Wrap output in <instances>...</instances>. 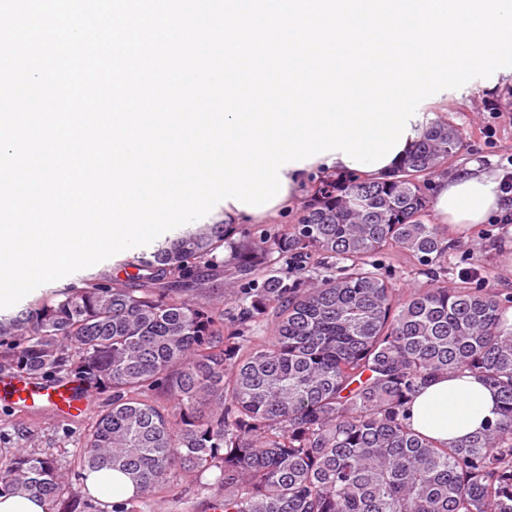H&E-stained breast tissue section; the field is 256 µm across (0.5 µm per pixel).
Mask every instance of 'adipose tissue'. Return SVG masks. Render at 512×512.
I'll use <instances>...</instances> for the list:
<instances>
[{
  "label": "adipose tissue",
  "mask_w": 512,
  "mask_h": 512,
  "mask_svg": "<svg viewBox=\"0 0 512 512\" xmlns=\"http://www.w3.org/2000/svg\"><path fill=\"white\" fill-rule=\"evenodd\" d=\"M319 169L342 175L349 172L346 162L337 153L300 168L282 169L287 192L275 206L268 208V215L287 211L298 199L309 175ZM499 195L497 178L471 167L453 177L435 181L431 192L432 209L438 223L463 229L483 223L491 211L497 210ZM408 413L412 427L419 433L443 444H457L496 421L498 397L494 389L474 374H440L414 394ZM84 484L91 497L108 505L134 493L132 481L112 470L85 472Z\"/></svg>",
  "instance_id": "1"
}]
</instances>
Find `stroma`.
Instances as JSON below:
<instances>
[{
	"mask_svg": "<svg viewBox=\"0 0 512 512\" xmlns=\"http://www.w3.org/2000/svg\"><path fill=\"white\" fill-rule=\"evenodd\" d=\"M497 103L501 114L492 117L489 103ZM424 111L451 119L465 128L467 146L448 165L449 174L471 164L489 174H497L498 164L512 156V67L495 71L490 77L475 78L457 89H444L432 96ZM448 241L454 249L448 255V286H456L457 273L465 263L483 266L487 285L512 293V224H479L469 229H449ZM136 250L116 254L92 267L36 288V295L62 289L79 278L125 276ZM92 415L69 417L44 408L17 411L12 401L0 397V424L9 423L7 437L0 439V449L28 448L55 458L67 470L68 479H76L78 446ZM153 512H212L209 499L196 495L186 481L171 483L158 498Z\"/></svg>",
	"mask_w": 512,
	"mask_h": 512,
	"instance_id": "35a3bbf8",
	"label": "stroma"
}]
</instances>
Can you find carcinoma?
Segmentation results:
<instances>
[{
  "label": "carcinoma",
  "mask_w": 512,
  "mask_h": 512,
  "mask_svg": "<svg viewBox=\"0 0 512 512\" xmlns=\"http://www.w3.org/2000/svg\"><path fill=\"white\" fill-rule=\"evenodd\" d=\"M431 121L389 175L325 176L295 224L236 237L204 224L132 262L0 320V375L109 392L78 474L112 469L147 512L181 474L220 512H512V295L483 270L448 277V237L427 191L464 147ZM407 251L427 278L383 263ZM234 278L221 303L200 273ZM494 387L499 418L460 445L412 427L406 405L437 374ZM77 512L83 485L32 450L0 454V493Z\"/></svg>",
  "instance_id": "1"
}]
</instances>
